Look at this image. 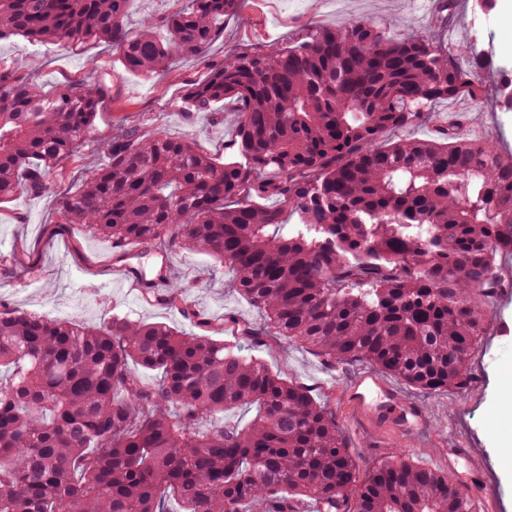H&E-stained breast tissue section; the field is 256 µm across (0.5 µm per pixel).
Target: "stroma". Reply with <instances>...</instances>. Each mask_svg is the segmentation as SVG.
I'll return each mask as SVG.
<instances>
[{"mask_svg":"<svg viewBox=\"0 0 512 512\" xmlns=\"http://www.w3.org/2000/svg\"><path fill=\"white\" fill-rule=\"evenodd\" d=\"M436 0H245L237 16L224 23V34L204 55L174 57L169 68L146 78L121 71L110 46L92 44L75 52L54 45L34 46L16 37L0 42V59L43 90L74 80L105 82L109 89L99 116L96 135L78 157L51 170L52 184L67 186L82 171L103 160V145L120 121H158L175 139H191L215 157L235 136L238 105L225 102L224 118L212 120L201 113L180 111L176 102L187 84L202 79L211 65L220 63L230 49L269 50L297 37L313 24H342L369 16L394 22L403 36L433 34L447 38L458 51L462 67H471L474 50L492 52L493 68L481 70V102L459 98L436 106L437 119L399 130L408 139L435 138L448 124L449 107L466 120L464 134L512 151V112L495 106L498 68L512 70V18L502 9L484 11L476 0H457L447 26H439ZM171 276L190 284L188 302L195 318L178 308L143 297L135 290L108 285L112 275V247L78 224L60 223L51 195L17 194L0 203V306L56 320L97 324L118 313L135 321L163 322L185 333L201 332L209 322L215 339L240 345L244 353L266 363L287 379L309 388L313 397L331 407L336 422L360 466L387 452H402L430 461L438 449L461 444L485 459L490 480L481 498L482 512L505 505L512 512V470L502 464L499 440L512 435V399L499 394V378L512 367V302L491 307L487 334L469 361L471 388L466 395L421 397L430 418L414 436H381L357 432L341 404L344 387L367 363L328 364L310 350L265 336L257 341L223 331L228 319L259 325L258 311L232 287V274L204 252L170 251Z\"/></svg>","mask_w":512,"mask_h":512,"instance_id":"obj_1","label":"stroma"}]
</instances>
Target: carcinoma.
Listing matches in <instances>:
<instances>
[{
	"label": "carcinoma",
	"mask_w": 512,
	"mask_h": 512,
	"mask_svg": "<svg viewBox=\"0 0 512 512\" xmlns=\"http://www.w3.org/2000/svg\"><path fill=\"white\" fill-rule=\"evenodd\" d=\"M127 3L0 0V41L105 42L124 71L148 76L205 53L244 7L187 0L134 31ZM455 56L372 19L313 25L269 52L231 50L179 108L239 102L237 155L221 162L158 127L118 123L103 163L56 194L59 223L117 253L131 241L206 252L263 316L245 336L332 365L364 360L426 396L465 394L484 300L507 286L497 257L512 253V154L456 127L380 143L435 121L442 100L482 98ZM105 94L88 80L45 93L0 63V201L52 192L47 174L93 138ZM498 103L512 111L506 69ZM187 293L173 283L166 301L190 315ZM138 368L162 383L144 384ZM252 404L245 426L211 422ZM169 496L184 512H295L301 501L320 512L481 509L410 455L360 469L335 412L220 340L118 314L88 325L0 309V512H166Z\"/></svg>",
	"instance_id": "obj_1"
}]
</instances>
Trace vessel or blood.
<instances>
[{
    "label": "vessel or blood",
    "instance_id": "vessel-or-blood-1",
    "mask_svg": "<svg viewBox=\"0 0 512 512\" xmlns=\"http://www.w3.org/2000/svg\"><path fill=\"white\" fill-rule=\"evenodd\" d=\"M145 256L143 247L125 249L120 262L114 263L112 275L124 286L142 292L149 290L154 298H161L169 282L170 265L162 263L156 274H149ZM342 406L360 429L378 434H414L424 429L428 421L427 410L406 398L396 384L370 371L357 375L346 387ZM444 456L450 473L466 466L468 486L484 488L487 471L470 449L448 448Z\"/></svg>",
    "mask_w": 512,
    "mask_h": 512
}]
</instances>
